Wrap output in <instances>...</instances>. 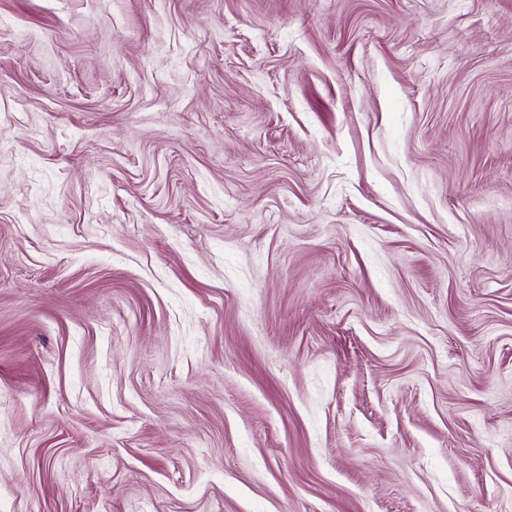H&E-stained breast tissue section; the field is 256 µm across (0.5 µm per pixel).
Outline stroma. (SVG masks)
<instances>
[{
	"mask_svg": "<svg viewBox=\"0 0 512 512\" xmlns=\"http://www.w3.org/2000/svg\"><path fill=\"white\" fill-rule=\"evenodd\" d=\"M0 512H512V0H0Z\"/></svg>",
	"mask_w": 512,
	"mask_h": 512,
	"instance_id": "35a3bbf8",
	"label": "stroma"
}]
</instances>
